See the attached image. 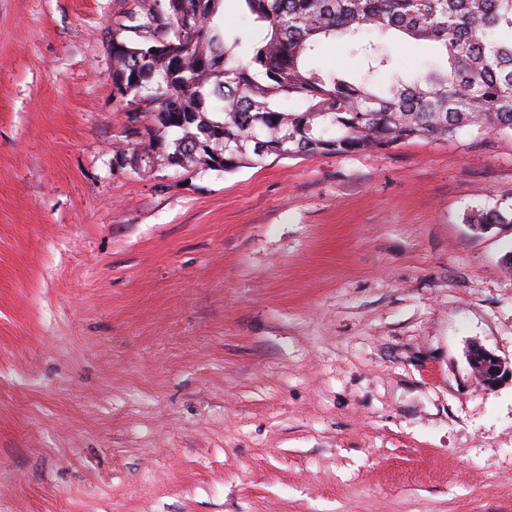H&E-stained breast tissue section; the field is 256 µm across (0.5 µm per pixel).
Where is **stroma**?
<instances>
[{
  "instance_id": "stroma-1",
  "label": "stroma",
  "mask_w": 512,
  "mask_h": 512,
  "mask_svg": "<svg viewBox=\"0 0 512 512\" xmlns=\"http://www.w3.org/2000/svg\"><path fill=\"white\" fill-rule=\"evenodd\" d=\"M133 3L0 0V512H512V135L170 166ZM468 360L472 363H479L484 374L479 377L480 382L487 388H492L507 378H512V370L505 366V363L495 354L488 351L479 344L470 347L467 353Z\"/></svg>"
}]
</instances>
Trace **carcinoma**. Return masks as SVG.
Returning <instances> with one entry per match:
<instances>
[{
	"instance_id": "1",
	"label": "carcinoma",
	"mask_w": 512,
	"mask_h": 512,
	"mask_svg": "<svg viewBox=\"0 0 512 512\" xmlns=\"http://www.w3.org/2000/svg\"><path fill=\"white\" fill-rule=\"evenodd\" d=\"M159 0L129 13L138 39L112 31V84L133 121L153 122L147 151L168 146L171 166L222 170L268 156L342 155L411 139L446 140L470 127L512 134V0ZM395 30L435 44L439 62L377 87L368 76L392 57L364 40ZM342 40L364 74L325 70L312 59ZM300 100L292 110L288 102ZM474 224H510L494 208Z\"/></svg>"
}]
</instances>
